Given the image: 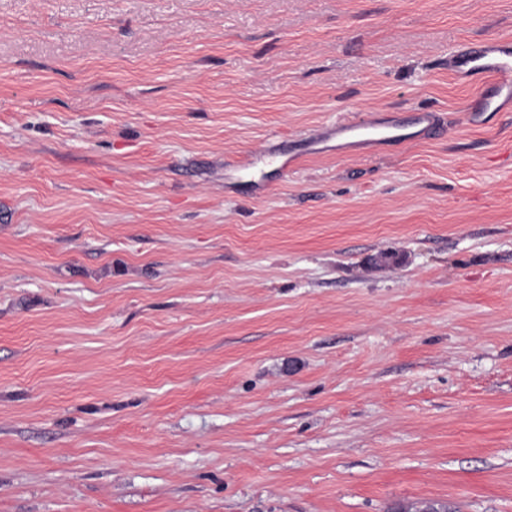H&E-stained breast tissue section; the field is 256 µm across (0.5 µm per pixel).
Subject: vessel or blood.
<instances>
[{
  "label": "vessel or blood",
  "mask_w": 512,
  "mask_h": 512,
  "mask_svg": "<svg viewBox=\"0 0 512 512\" xmlns=\"http://www.w3.org/2000/svg\"><path fill=\"white\" fill-rule=\"evenodd\" d=\"M448 67L464 82L478 75L489 79L490 91L478 92L468 105L472 115L512 112V41L489 39L464 43L449 57ZM433 123V118L425 112L415 113L407 123L393 116L374 118L337 126L336 138L348 141L353 148L374 150L407 141V126Z\"/></svg>",
  "instance_id": "b4317fda"
}]
</instances>
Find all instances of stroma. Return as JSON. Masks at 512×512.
Returning a JSON list of instances; mask_svg holds the SVG:
<instances>
[{
	"label": "stroma",
	"instance_id": "35a3bbf8",
	"mask_svg": "<svg viewBox=\"0 0 512 512\" xmlns=\"http://www.w3.org/2000/svg\"><path fill=\"white\" fill-rule=\"evenodd\" d=\"M474 38L512 0H0V512H512ZM426 123V128L433 129L434 119L427 112H416L409 122L397 117L373 118L364 123L351 122L336 126V149L357 148L374 150L384 146L399 144L416 139L419 130L405 133L410 127H419ZM382 129L384 132H374ZM344 141L342 140H349Z\"/></svg>",
	"mask_w": 512,
	"mask_h": 512
}]
</instances>
